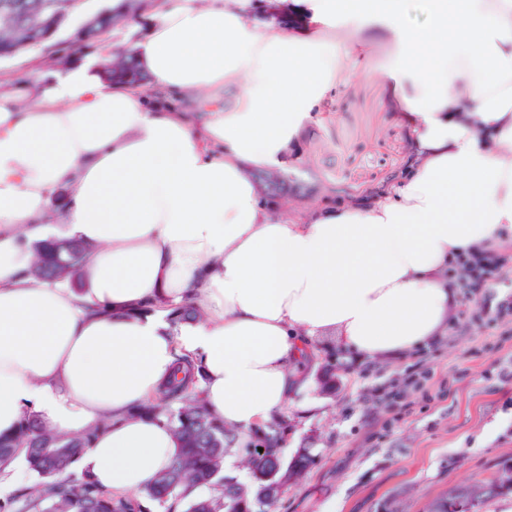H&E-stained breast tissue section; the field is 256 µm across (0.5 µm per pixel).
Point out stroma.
<instances>
[{
    "label": "stroma",
    "mask_w": 512,
    "mask_h": 512,
    "mask_svg": "<svg viewBox=\"0 0 512 512\" xmlns=\"http://www.w3.org/2000/svg\"><path fill=\"white\" fill-rule=\"evenodd\" d=\"M367 61H347L350 78L327 94L328 109L310 122L297 147L293 174L334 190L338 201L375 187L400 171L408 134L396 119L384 77L396 56L385 27L362 34ZM60 53L24 52L0 60V81L67 68ZM317 361L333 364L334 388L318 374L290 402L284 453L306 449L315 465L287 482L273 512H426L434 499L488 478L512 462V335L449 337L428 366L433 399L407 392L412 414L383 438L369 436L387 409L377 387L393 384L404 361L365 364L320 338Z\"/></svg>",
    "instance_id": "1"
}]
</instances>
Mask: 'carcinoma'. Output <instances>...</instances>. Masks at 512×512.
<instances>
[{
	"label": "carcinoma",
	"mask_w": 512,
	"mask_h": 512,
	"mask_svg": "<svg viewBox=\"0 0 512 512\" xmlns=\"http://www.w3.org/2000/svg\"><path fill=\"white\" fill-rule=\"evenodd\" d=\"M145 78L132 54L124 68L110 80L134 83ZM56 242L34 245L35 267L47 279L57 264L67 259L79 264L84 247L70 244V252H55ZM136 414L163 420L179 441L173 463L142 490L115 496L94 480L68 474L98 427L80 434H64L44 427L26 415L15 434L0 437V467L22 457L35 482L0 498V512H269L283 484L308 470L315 462L306 451L286 460L283 443L288 436V417L274 414L253 434V446L245 449L252 463L250 481L240 482L224 474V457L237 445V436L214 418L202 401L175 379L162 390L160 402L142 404ZM263 451H258V448Z\"/></svg>",
	"instance_id": "obj_1"
}]
</instances>
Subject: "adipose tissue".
<instances>
[{"label":"adipose tissue","mask_w":512,"mask_h":512,"mask_svg":"<svg viewBox=\"0 0 512 512\" xmlns=\"http://www.w3.org/2000/svg\"><path fill=\"white\" fill-rule=\"evenodd\" d=\"M425 2L415 28L409 0H294L298 35L252 0H155L132 47L150 83L90 60L0 90V434L27 413L62 433L109 418L74 469L131 494L177 453L134 409L179 356L245 440L304 385L316 339L390 362L443 333L451 256L512 240V0ZM378 24L410 166L372 200L276 214L254 172L288 168ZM51 236L93 244L78 284L25 276ZM186 302L200 319L171 325Z\"/></svg>","instance_id":"ef3b65f1"}]
</instances>
